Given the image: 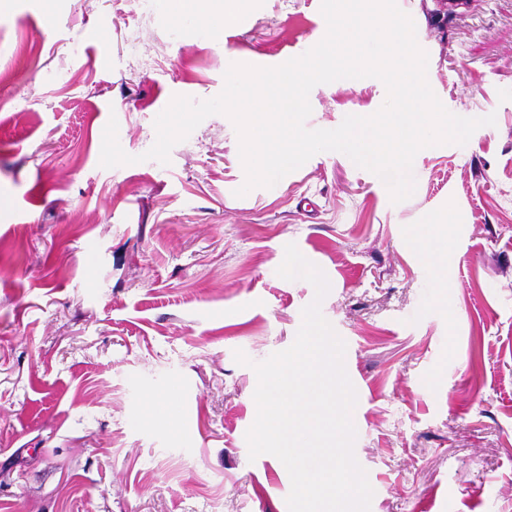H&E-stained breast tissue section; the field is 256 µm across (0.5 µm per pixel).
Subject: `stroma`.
I'll return each instance as SVG.
<instances>
[{"mask_svg": "<svg viewBox=\"0 0 512 512\" xmlns=\"http://www.w3.org/2000/svg\"><path fill=\"white\" fill-rule=\"evenodd\" d=\"M397 3L442 104L496 123L419 153L394 204L340 152L237 196L224 115L169 164L99 165L109 118L140 156L173 96L222 91L229 59L312 48L321 0H248L207 37L153 0H0V512H288L285 466L248 455L257 377L234 352L293 344L315 291L277 275L289 243L331 284L370 512H512V0ZM385 96L375 78L317 85L306 126ZM440 216L435 274L410 238Z\"/></svg>", "mask_w": 512, "mask_h": 512, "instance_id": "1", "label": "stroma"}]
</instances>
